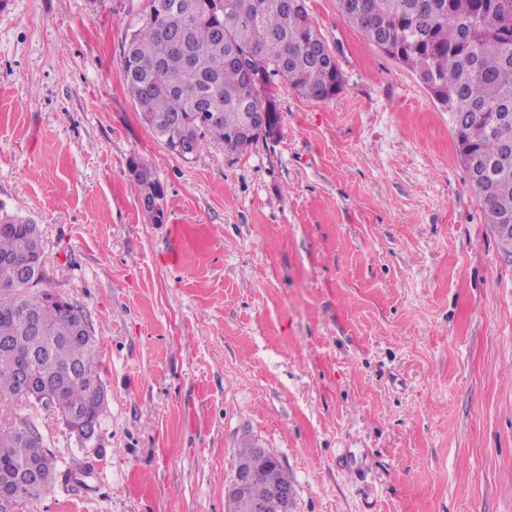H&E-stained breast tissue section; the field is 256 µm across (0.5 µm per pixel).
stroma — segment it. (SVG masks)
I'll return each instance as SVG.
<instances>
[{"instance_id": "obj_1", "label": "stroma", "mask_w": 512, "mask_h": 512, "mask_svg": "<svg viewBox=\"0 0 512 512\" xmlns=\"http://www.w3.org/2000/svg\"><path fill=\"white\" fill-rule=\"evenodd\" d=\"M7 2L0 204L39 225L45 287L87 313L108 393L84 447L0 400V428L33 421L69 476L15 512H226L247 440L296 512H512V244L416 76L309 0L342 90L274 79L273 136L185 160L124 87L141 0ZM128 165L133 167L137 172V178L133 181V184L140 199L155 201L153 203L140 200L141 208L143 210L147 209L144 210L145 215L154 224H156L158 220L162 222V219L158 217L154 211L157 209L158 203L161 214L164 216L165 188L163 183L157 177L153 167L141 158H130Z\"/></svg>"}]
</instances>
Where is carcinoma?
I'll return each mask as SVG.
<instances>
[{"mask_svg":"<svg viewBox=\"0 0 512 512\" xmlns=\"http://www.w3.org/2000/svg\"><path fill=\"white\" fill-rule=\"evenodd\" d=\"M153 15L137 14L124 36L127 93L143 122L178 155L193 140L197 157L208 140L239 154L263 134L242 130L248 112H270L281 122L268 90L281 77L302 97L323 102L344 84L336 54L314 56L321 37L308 0H158ZM347 22L387 56L409 68L455 122L464 165L480 158L484 172L470 185L490 220L512 223V0H337ZM265 76L262 87L244 67ZM138 196L164 208L165 188L153 167L132 157ZM40 229L0 207V397H17L18 361L52 382V408L66 419L76 411L103 414L97 339L75 331L86 313L51 301L41 261ZM31 445L12 425L0 430V472L23 464ZM52 479L23 490L22 501L51 491L56 456L42 459ZM266 483H286L278 463L260 468Z\"/></svg>","mask_w":512,"mask_h":512,"instance_id":"1","label":"carcinoma"}]
</instances>
